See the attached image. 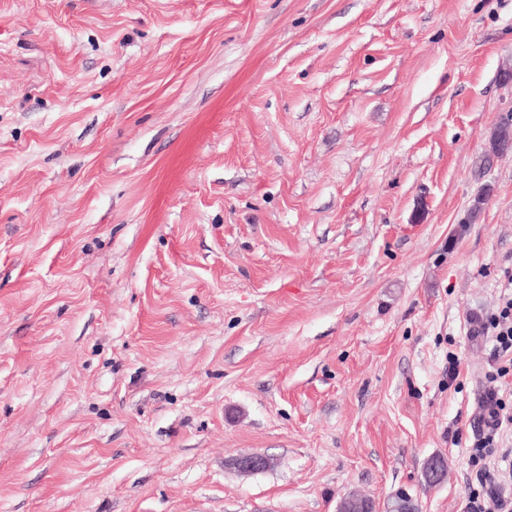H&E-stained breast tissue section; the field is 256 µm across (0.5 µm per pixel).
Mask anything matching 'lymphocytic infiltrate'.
<instances>
[{
	"instance_id": "lymphocytic-infiltrate-1",
	"label": "lymphocytic infiltrate",
	"mask_w": 512,
	"mask_h": 512,
	"mask_svg": "<svg viewBox=\"0 0 512 512\" xmlns=\"http://www.w3.org/2000/svg\"><path fill=\"white\" fill-rule=\"evenodd\" d=\"M480 330L492 343L495 368L492 388L484 396L482 427L475 432L469 464L478 485L465 499L462 512H512V292L501 295L495 312L487 315Z\"/></svg>"
}]
</instances>
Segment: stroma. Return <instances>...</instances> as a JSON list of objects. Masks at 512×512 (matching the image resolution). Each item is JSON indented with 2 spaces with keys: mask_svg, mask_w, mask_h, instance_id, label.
<instances>
[{
  "mask_svg": "<svg viewBox=\"0 0 512 512\" xmlns=\"http://www.w3.org/2000/svg\"><path fill=\"white\" fill-rule=\"evenodd\" d=\"M510 68L512 0H0V512H461Z\"/></svg>",
  "mask_w": 512,
  "mask_h": 512,
  "instance_id": "stroma-1",
  "label": "stroma"
}]
</instances>
